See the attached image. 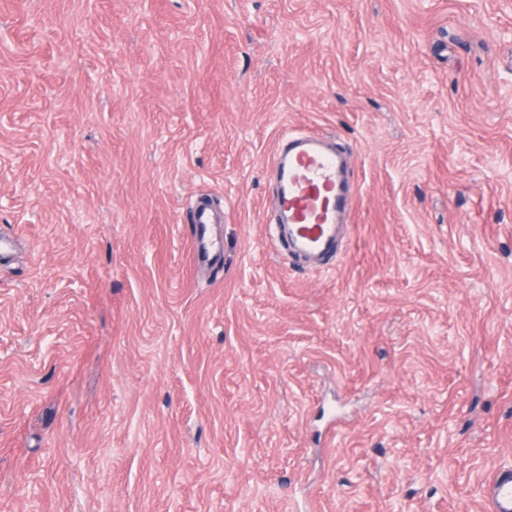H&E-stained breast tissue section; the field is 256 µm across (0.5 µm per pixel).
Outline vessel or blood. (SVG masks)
<instances>
[{
  "label": "vessel or blood",
  "mask_w": 512,
  "mask_h": 512,
  "mask_svg": "<svg viewBox=\"0 0 512 512\" xmlns=\"http://www.w3.org/2000/svg\"><path fill=\"white\" fill-rule=\"evenodd\" d=\"M343 151L333 137L316 132L287 134L273 158L277 177L278 233L286 249L312 263L335 250L344 229L350 188L344 176ZM212 218L198 206L191 222V248L196 262L216 261L222 249L210 233ZM489 512H512V470L486 485Z\"/></svg>",
  "instance_id": "b4317fda"
}]
</instances>
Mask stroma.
Returning a JSON list of instances; mask_svg holds the SVG:
<instances>
[{
  "mask_svg": "<svg viewBox=\"0 0 512 512\" xmlns=\"http://www.w3.org/2000/svg\"><path fill=\"white\" fill-rule=\"evenodd\" d=\"M295 130L349 158L320 269L268 231ZM502 466L512 0H0V512H486ZM214 224L209 210L199 205L194 213L191 225V248L193 259L198 263L215 262L223 249L221 241L213 239L210 233Z\"/></svg>",
  "mask_w": 512,
  "mask_h": 512,
  "instance_id": "35a3bbf8",
  "label": "stroma"
}]
</instances>
